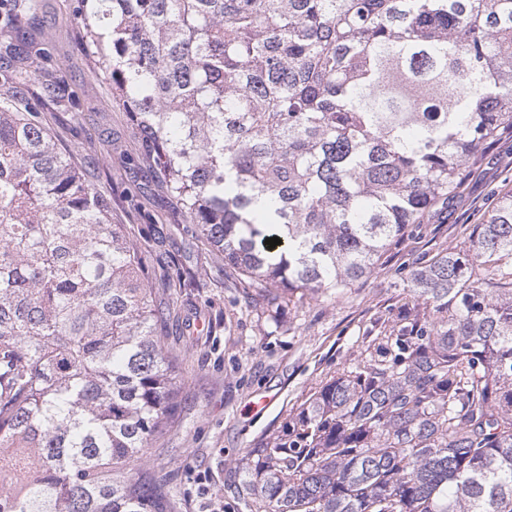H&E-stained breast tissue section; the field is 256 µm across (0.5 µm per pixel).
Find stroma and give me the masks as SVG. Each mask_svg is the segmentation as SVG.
Here are the masks:
<instances>
[{
	"label": "stroma",
	"instance_id": "obj_1",
	"mask_svg": "<svg viewBox=\"0 0 512 512\" xmlns=\"http://www.w3.org/2000/svg\"><path fill=\"white\" fill-rule=\"evenodd\" d=\"M50 56L42 66L61 87L50 97L32 76L22 99H44L42 118L58 148L106 194L113 223L141 252L165 313L163 344L181 369L174 418L146 464L169 478L174 512H247L232 462L271 434L307 395L379 335L413 301V268L464 247L494 199L512 191V132L469 164L462 192L412 224L374 273L318 296L271 299L247 287L189 224L161 185L130 165L139 131L115 103L99 66L78 42L72 0H41Z\"/></svg>",
	"mask_w": 512,
	"mask_h": 512
}]
</instances>
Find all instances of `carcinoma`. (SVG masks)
Listing matches in <instances>:
<instances>
[{
  "instance_id": "cac0c4a2",
  "label": "carcinoma",
  "mask_w": 512,
  "mask_h": 512,
  "mask_svg": "<svg viewBox=\"0 0 512 512\" xmlns=\"http://www.w3.org/2000/svg\"><path fill=\"white\" fill-rule=\"evenodd\" d=\"M0 0V512H172L177 366L139 250L15 108ZM138 162L251 288H346L512 128V0H75ZM282 243L271 248L265 239ZM416 303L233 461L251 512H512V193Z\"/></svg>"
}]
</instances>
